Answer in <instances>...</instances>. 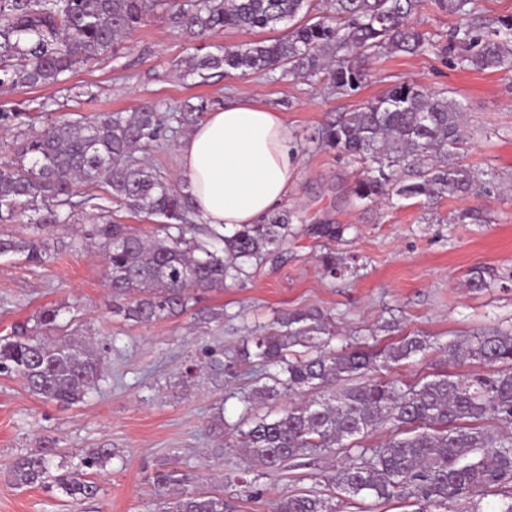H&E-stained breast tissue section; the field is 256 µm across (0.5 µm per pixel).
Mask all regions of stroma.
<instances>
[{
    "label": "stroma",
    "mask_w": 512,
    "mask_h": 512,
    "mask_svg": "<svg viewBox=\"0 0 512 512\" xmlns=\"http://www.w3.org/2000/svg\"><path fill=\"white\" fill-rule=\"evenodd\" d=\"M287 30L280 24L261 33L227 29L198 38L171 28L157 13L117 51L68 72L63 84L0 87V112L46 103L36 121L40 129L59 118L129 113L144 104L164 112L197 95L217 107L228 98L256 97L280 112L299 150L283 204L297 215L287 240L274 256L249 266L244 281L201 292V306L224 311L223 322L204 327L188 312L148 325L113 313L104 254L90 243L92 226L84 218L93 205H107L104 190L79 187L75 199L82 212L66 229L0 223V235H37L49 247L38 265L20 255L0 256V337L56 307L60 324L105 349L103 378L81 403L47 402L20 379L0 376V512H157L153 476L159 470L187 475L194 488L222 494L237 512H272L275 500L302 490L327 493L322 476L345 462L343 449L309 454L295 468H265L241 448L216 458L206 425L219 409L227 423H236L237 384L220 393L204 376L187 389L175 385L201 347L232 355L255 326L277 317L320 310L338 347L370 336L381 347L409 334L427 337L425 354L387 370V377L404 383L426 374L486 373L476 361L450 364L449 342L491 328L512 333V76L463 71L453 58L434 53L396 54L373 60L362 87L341 95L324 73H216L200 83L178 68L194 56L278 38ZM404 81L464 104L471 137L460 160L494 173L498 192L447 197L431 208L417 199L371 203L349 197L359 168L309 135ZM467 207L481 210L484 223H455L457 211ZM325 224L340 227V236H322ZM329 252L341 264L333 276L321 262ZM474 270L484 273L487 288L470 286ZM45 444L74 464L89 449L113 450L114 459L89 473L100 486L95 498L76 502L53 486L15 483L14 457ZM250 485L262 490L260 499L249 498Z\"/></svg>",
    "instance_id": "stroma-1"
}]
</instances>
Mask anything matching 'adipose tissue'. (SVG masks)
Returning <instances> with one entry per match:
<instances>
[{
    "mask_svg": "<svg viewBox=\"0 0 512 512\" xmlns=\"http://www.w3.org/2000/svg\"><path fill=\"white\" fill-rule=\"evenodd\" d=\"M179 179L199 223L256 224L288 194L295 144L279 112L253 98L225 100L180 141Z\"/></svg>",
    "mask_w": 512,
    "mask_h": 512,
    "instance_id": "obj_1",
    "label": "adipose tissue"
}]
</instances>
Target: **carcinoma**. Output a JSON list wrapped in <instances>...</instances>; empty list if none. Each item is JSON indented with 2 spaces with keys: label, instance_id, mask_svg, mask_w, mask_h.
Here are the masks:
<instances>
[{
  "label": "carcinoma",
  "instance_id": "carcinoma-1",
  "mask_svg": "<svg viewBox=\"0 0 512 512\" xmlns=\"http://www.w3.org/2000/svg\"><path fill=\"white\" fill-rule=\"evenodd\" d=\"M460 16L437 44L413 23L421 0H330L315 11L313 0H0V84L37 87L57 84L77 65L94 60L129 37L151 14L162 11L168 24L203 35L227 28L273 29L303 15L271 43L254 41L189 60L184 75L211 70L242 75L282 69L316 77L325 72L338 94L357 91L366 80L365 62L388 54L425 51L448 54L459 45L457 64L466 70L512 73V17L488 20L469 8L474 0H435ZM317 12L316 20L308 19ZM205 103H186L163 114L151 106L134 112L101 113L92 119L53 122L27 139L18 159L0 164V222L40 212L39 224H67L77 203L73 186L106 185L113 201L132 213L163 219L148 238L112 220L104 206L86 215L102 241L112 301L123 302L125 320L149 324L187 311L199 290L238 281L246 267L273 253L288 237L295 219L276 211L261 224H240L224 232L206 229L196 237L194 212L182 186L135 156L160 148L204 120ZM461 102L415 84L398 83L353 112L339 115L317 132V140L361 168L351 188L358 201L388 195L423 199L431 205L450 196L486 197L496 182L483 171L459 164L465 144ZM19 254L44 261L35 238H0V255ZM59 310L37 316L39 334L0 340V374L17 375L46 401H84L101 377V357L92 347L54 339L62 330ZM279 329L250 337L229 358L212 348L186 367L184 384L204 371L218 387L255 374L262 382L242 397L231 426L237 443L263 466L278 468L313 450L339 447L348 461L325 476L329 491L378 500L414 499L415 512H439L450 503L458 512H481L478 493L512 483V334L487 331L448 343L455 361L492 367L462 378L438 374L407 384L378 376L390 365L424 352L427 338L406 336L378 348L365 340L340 350L335 333L318 310L277 319ZM303 350L298 351L296 347ZM358 383L336 389V383ZM304 388L316 397L262 416L255 401H276ZM384 429L385 444H360ZM54 448L20 455L12 473L20 486L41 485L52 477L74 500L92 499L98 485L64 471ZM112 458V449L94 448L79 467L94 469ZM60 470L54 476L52 469ZM331 497L311 491L280 498L273 512H335ZM224 496L181 490L162 512H233Z\"/></svg>",
  "mask_w": 512,
  "mask_h": 512
}]
</instances>
